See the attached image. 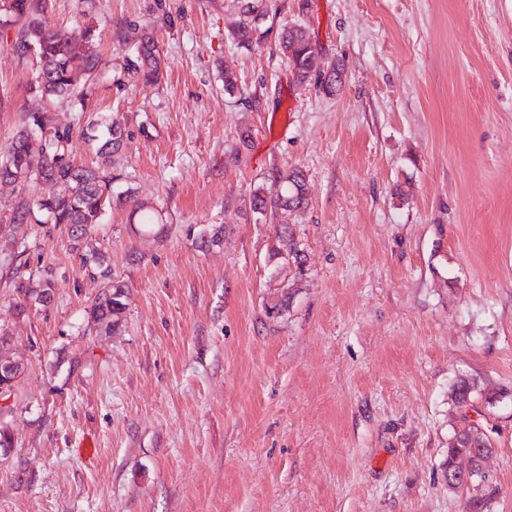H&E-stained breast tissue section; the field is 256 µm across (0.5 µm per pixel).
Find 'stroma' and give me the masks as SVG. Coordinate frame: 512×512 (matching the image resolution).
Listing matches in <instances>:
<instances>
[{
	"label": "stroma",
	"instance_id": "stroma-1",
	"mask_svg": "<svg viewBox=\"0 0 512 512\" xmlns=\"http://www.w3.org/2000/svg\"><path fill=\"white\" fill-rule=\"evenodd\" d=\"M236 13L50 0L100 57L86 107L55 105L71 161L96 165V114L125 137L87 243L62 224L0 236V331L23 365L0 512H469L482 490L449 487L445 460L473 426L495 448L483 512H512V0H267L260 29L302 24L342 65L333 95L294 84L273 40L232 45ZM132 24L155 29L158 84L124 67ZM30 80L0 46V151L44 106ZM292 167L306 208L253 213ZM127 189L158 225L133 223ZM283 226L303 266L278 254ZM21 263L50 276L47 303H19ZM109 278L129 293L113 333L89 315ZM462 377L503 399L456 404Z\"/></svg>",
	"mask_w": 512,
	"mask_h": 512
}]
</instances>
